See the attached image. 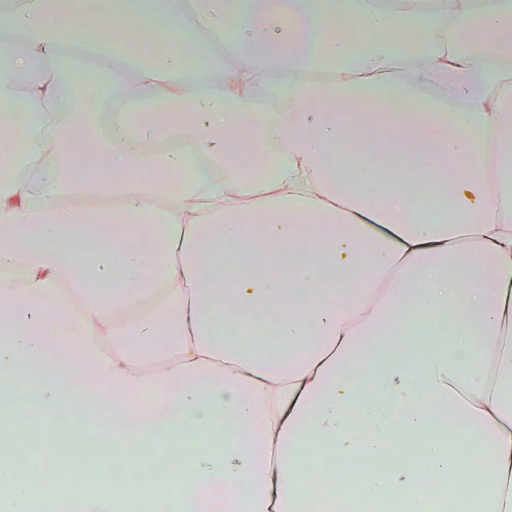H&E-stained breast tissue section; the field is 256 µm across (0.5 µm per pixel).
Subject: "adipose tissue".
Listing matches in <instances>:
<instances>
[{"mask_svg": "<svg viewBox=\"0 0 512 512\" xmlns=\"http://www.w3.org/2000/svg\"><path fill=\"white\" fill-rule=\"evenodd\" d=\"M509 55L512 0H0V179L19 188L0 198V387L110 402L160 437L161 464L223 428V455L177 475L194 512H305L318 449L373 468L359 494L425 512L408 474L375 468L391 448L372 402L353 432L357 371L437 471L464 395L455 438L499 486L512 351L486 339L512 316ZM91 94L128 104L110 135ZM228 251L253 264L224 284ZM357 276L363 294H338ZM460 279L457 330L366 355L378 323L424 324ZM231 309L275 315L274 338L229 333ZM75 332L104 345L94 362L64 357Z\"/></svg>", "mask_w": 512, "mask_h": 512, "instance_id": "obj_1", "label": "adipose tissue"}]
</instances>
